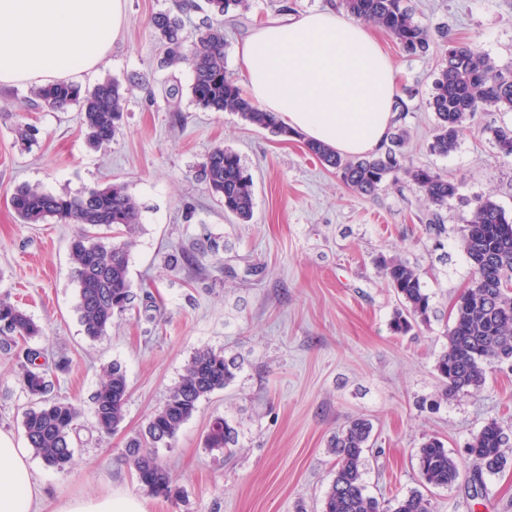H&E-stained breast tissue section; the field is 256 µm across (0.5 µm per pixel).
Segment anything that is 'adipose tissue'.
Segmentation results:
<instances>
[{"instance_id":"ef3b65f1","label":"adipose tissue","mask_w":512,"mask_h":512,"mask_svg":"<svg viewBox=\"0 0 512 512\" xmlns=\"http://www.w3.org/2000/svg\"><path fill=\"white\" fill-rule=\"evenodd\" d=\"M126 0H0V86L72 82L96 69ZM249 97L304 138L345 156L376 151L397 114L395 66L366 25L333 10L258 25L237 50ZM23 445L0 432V512H39Z\"/></svg>"}]
</instances>
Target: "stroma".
<instances>
[{
	"mask_svg": "<svg viewBox=\"0 0 512 512\" xmlns=\"http://www.w3.org/2000/svg\"><path fill=\"white\" fill-rule=\"evenodd\" d=\"M181 2L127 0V22L105 60L79 78L86 90L107 78L126 85V111L106 146L87 144L79 106L59 112L36 103L34 86L0 87V293L44 327L38 346L55 392L83 410L67 471L30 459L48 504L112 495L137 498L147 512H321L336 470L329 443L352 418L373 424L364 484L385 501L422 489L416 453L425 437L438 436L457 457L488 419L512 435V366L494 365L480 389L448 399L438 395L435 370L451 306L472 279L461 229L487 196L512 215V159L502 157L493 135L512 125V112L479 113L454 151L433 152L428 100L448 38H435L427 56L410 57L378 32L400 86L417 91L401 122L407 164L458 186L440 213L445 232L437 241L424 232L432 210L408 178L389 180L370 197L352 195L306 153L303 139L198 107L189 94L190 67L165 66L150 24ZM410 4L423 25L472 40L499 65H512V0ZM285 6L337 10L341 0H250L249 11L224 21L232 76L240 74L239 42ZM21 124L32 128L30 144L16 139ZM217 145L236 151L253 179L249 223L225 215L195 176ZM111 183L123 184L141 206L129 276L156 304L114 316L108 334L93 341L75 310L69 246L77 226L21 223L10 197L22 185L76 195ZM212 239L219 253L209 252ZM179 247L195 263L173 271L165 258ZM382 255L420 267L435 309L429 325L405 336L391 331L399 299L379 274ZM204 347L225 350L240 368L228 387L199 402L171 445L159 446L181 495L156 497L126 464L125 445ZM62 357L68 364L60 370ZM23 361L0 353V431L18 438L29 406L19 382ZM115 362L126 371L129 399L120 428L102 434L91 396L103 367ZM217 415L237 431L226 451L204 446ZM487 484L483 499L460 484L428 491L432 512H512V467Z\"/></svg>",
	"mask_w": 512,
	"mask_h": 512,
	"instance_id": "1",
	"label": "stroma"
}]
</instances>
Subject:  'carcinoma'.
Returning <instances> with one entry per match:
<instances>
[{"mask_svg": "<svg viewBox=\"0 0 512 512\" xmlns=\"http://www.w3.org/2000/svg\"><path fill=\"white\" fill-rule=\"evenodd\" d=\"M345 12L390 34L409 55L427 53L431 30L415 19L408 0H341ZM210 17L203 22L197 43L186 45L180 16L162 12L151 26L165 50L164 64L182 63L193 73L191 95L197 105L216 112H235L249 124L271 129L280 136L295 135L273 113L266 112L244 93L224 66V24L221 18L232 10L249 9V0H205ZM126 89L115 79H106L91 90L78 84L58 82L37 88L35 96L55 110L72 104L81 107L88 143L101 147L119 130L126 103ZM429 106L436 115L433 151H453L460 133L480 112H512V67L502 68L476 43L448 40L447 59L434 82ZM503 158H512V126L495 130ZM405 130L393 128L389 145L361 157L344 158L332 147L304 143L306 151L332 168L348 189L358 196H372L386 180L399 172L419 186L428 204L443 207L456 196L458 187L448 177L430 168L404 165ZM198 177L224 202V212L242 223L252 219L253 182L244 175L239 156L222 146L212 148L199 165ZM11 206L25 224H78L81 231L71 242V273L78 287L76 311L83 332L91 340L107 334L112 318L124 312L136 294L129 276V253L141 224L140 206L121 184H112L80 195H56L22 186L11 196ZM463 249L473 268L471 283L458 295L452 308V323L435 369L443 385L441 396L456 395L485 384L486 369L506 356L512 359V217L493 200L476 202L462 230ZM380 273L400 302L391 329L407 334L430 323L434 309L422 288L421 270L400 258L379 260ZM0 349L8 352L19 342L29 344L44 336V329L26 312L0 294ZM39 351L29 348L21 365L22 390L34 406L23 416L28 447L49 467L64 471L73 458V436L79 429L81 409L54 394L48 374L36 367ZM238 362L222 351L203 348L188 360L179 381L169 390L164 404L150 416L145 428L126 444L124 458L138 483L150 494L170 499L178 496L169 472L155 448L169 445L182 425L197 410L198 403L225 388L235 377ZM129 397L126 372L118 363L104 370L93 393L92 412L96 429L116 431L125 419ZM372 431L363 418L351 420L331 443L336 454V474L327 488L322 512H431V503L421 492L395 500L389 506L365 492L364 450ZM206 447L222 450L235 443L234 428L222 416L214 417L206 434ZM418 477L422 485L444 488L466 476L472 498L487 495L486 476L512 465V438L497 420L491 419L466 443L463 458L472 462L465 470L444 443L428 437L418 450Z\"/></svg>", "mask_w": 512, "mask_h": 512, "instance_id": "1", "label": "carcinoma"}]
</instances>
